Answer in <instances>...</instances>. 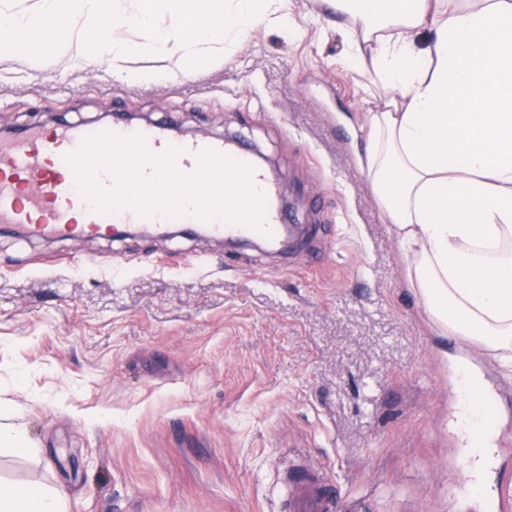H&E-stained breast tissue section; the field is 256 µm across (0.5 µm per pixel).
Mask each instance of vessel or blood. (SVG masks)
Masks as SVG:
<instances>
[{"instance_id":"obj_1","label":"vessel or blood","mask_w":512,"mask_h":512,"mask_svg":"<svg viewBox=\"0 0 512 512\" xmlns=\"http://www.w3.org/2000/svg\"><path fill=\"white\" fill-rule=\"evenodd\" d=\"M102 133L125 138L140 136L145 150L153 156L176 149L175 166L185 175L197 171L199 156L206 151L243 165L250 162L248 155L227 140L178 139L159 122L129 124L115 120L96 127L63 123L49 130L29 126L0 138V226L16 228L29 236L64 239L108 236L125 226L160 234L166 224L175 220L209 237L256 235L269 247L278 245L289 219L274 206L275 191L256 167H252L250 184L265 201L264 215L257 227L220 214L208 219L199 217L189 203L185 204L183 215L175 219L161 210L143 215L129 205L104 212L97 210L75 172L71 171L67 158L81 149L85 139ZM286 498V512H336V498L326 487L321 470L315 468L299 472L290 483Z\"/></svg>"}]
</instances>
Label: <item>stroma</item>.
<instances>
[{
  "mask_svg": "<svg viewBox=\"0 0 512 512\" xmlns=\"http://www.w3.org/2000/svg\"><path fill=\"white\" fill-rule=\"evenodd\" d=\"M285 8L293 38L258 27L193 72L186 47L130 62L154 81L61 52L0 63V134L138 113L235 139L304 228L286 266L190 233L1 231L0 425L32 452L0 457V483L60 489L68 512H281L306 464L358 512H487L483 489L512 485V378L430 320L358 165L391 97L348 60L361 28ZM468 357L497 397L481 489L455 430Z\"/></svg>",
  "mask_w": 512,
  "mask_h": 512,
  "instance_id": "35a3bbf8",
  "label": "stroma"
}]
</instances>
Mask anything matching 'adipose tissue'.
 <instances>
[{
  "label": "adipose tissue",
  "instance_id": "adipose-tissue-1",
  "mask_svg": "<svg viewBox=\"0 0 512 512\" xmlns=\"http://www.w3.org/2000/svg\"><path fill=\"white\" fill-rule=\"evenodd\" d=\"M359 20L349 59L398 96L369 113L364 171L444 332L512 371V0H324ZM479 485L495 462L485 384L461 382ZM57 490L0 484V512H66Z\"/></svg>",
  "mask_w": 512,
  "mask_h": 512
}]
</instances>
